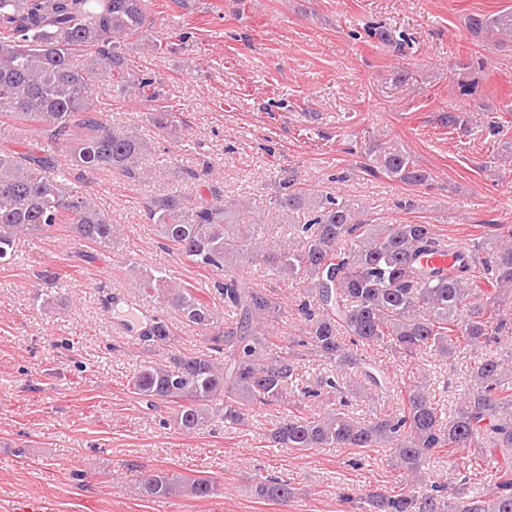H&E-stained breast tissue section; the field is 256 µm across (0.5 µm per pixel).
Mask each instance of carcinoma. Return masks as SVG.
<instances>
[{
    "instance_id": "carcinoma-1",
    "label": "carcinoma",
    "mask_w": 512,
    "mask_h": 512,
    "mask_svg": "<svg viewBox=\"0 0 512 512\" xmlns=\"http://www.w3.org/2000/svg\"><path fill=\"white\" fill-rule=\"evenodd\" d=\"M466 26L472 37L501 49L512 43V8L472 15ZM149 28L146 0H0V123L36 137L34 149L0 150V260L11 259L16 237L31 231L63 229L80 244L112 248L117 225L93 198L64 190L58 152L65 151L83 172H117L133 187L150 182L148 143L135 129L104 120L92 98L99 84L119 97L132 96L149 105L154 127L180 141L187 117L170 109L165 82L137 65L129 45L144 41L153 52H170L188 34L154 36ZM369 36L398 53L408 42L393 40L378 25ZM485 72V59H470L451 68L448 78L460 95L472 96ZM437 121L466 132L472 117L458 109ZM368 157V171L416 186L429 180L395 141H373ZM270 204L306 213L304 223L290 225L286 241L257 237L255 224L240 223L248 203L225 204L217 187L208 198L176 190L146 199L160 236L182 258L210 271L213 287L145 271L135 289L210 333L211 349L224 360L199 354L151 362L132 378L134 393L170 405L174 424L186 432L205 423L241 425L247 410L273 408L281 420L272 438L283 448L388 449L403 488L342 495L363 512H512L507 471L485 496L424 479L435 452L467 449L470 469L485 452L512 448V348L488 353L512 334V226L491 225L492 233L477 245L448 242L483 254L484 274L495 288L480 295L469 287V265L431 269L421 263L443 242L432 224H375L336 194L301 187L291 170L278 181ZM246 258L303 290L299 335L276 341L281 303L239 278L237 268ZM214 294L233 316L222 326L211 304ZM175 339L174 325L161 319L139 342L163 349ZM375 344L408 363L425 350L450 357L462 349L472 359L471 389L449 416L426 385L412 380L400 389L399 411L372 409L356 419L349 408L362 392L390 391L389 376L359 354ZM307 360L331 370L306 384L299 368ZM307 402L319 411L303 414ZM135 482L158 498L218 492L212 479L165 473L138 475ZM255 491L272 501L293 495L280 476H259Z\"/></svg>"
}]
</instances>
